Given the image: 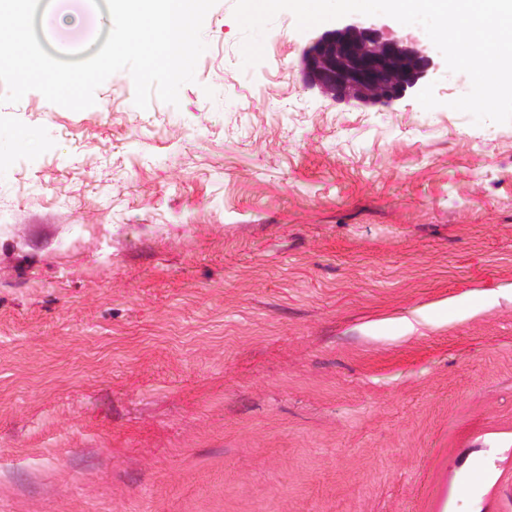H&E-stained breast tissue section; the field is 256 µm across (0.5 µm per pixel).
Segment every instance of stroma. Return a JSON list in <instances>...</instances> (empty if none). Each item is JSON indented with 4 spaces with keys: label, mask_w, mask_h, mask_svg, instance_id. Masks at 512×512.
Here are the masks:
<instances>
[{
    "label": "stroma",
    "mask_w": 512,
    "mask_h": 512,
    "mask_svg": "<svg viewBox=\"0 0 512 512\" xmlns=\"http://www.w3.org/2000/svg\"><path fill=\"white\" fill-rule=\"evenodd\" d=\"M234 4L178 105H0V512H512V123L385 15L438 107L308 86L288 11L243 67Z\"/></svg>",
    "instance_id": "obj_1"
}]
</instances>
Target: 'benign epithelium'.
I'll return each mask as SVG.
<instances>
[{"label":"benign epithelium","instance_id":"1","mask_svg":"<svg viewBox=\"0 0 512 512\" xmlns=\"http://www.w3.org/2000/svg\"><path fill=\"white\" fill-rule=\"evenodd\" d=\"M304 79L336 99L353 94L374 103L401 98L433 67L429 55L408 39L375 24H346L325 30L306 48Z\"/></svg>","mask_w":512,"mask_h":512}]
</instances>
